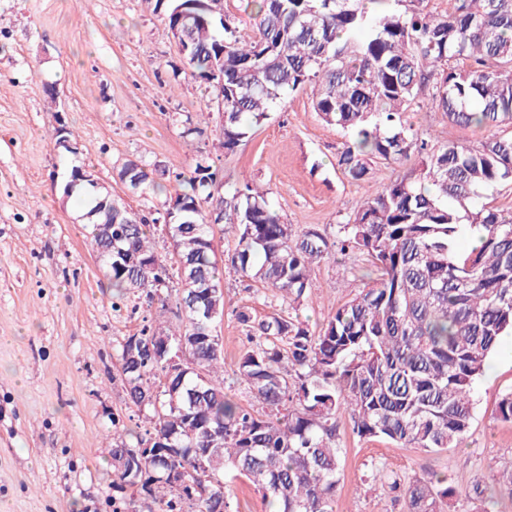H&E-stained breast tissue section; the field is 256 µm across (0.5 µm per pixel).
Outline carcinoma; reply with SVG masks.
<instances>
[{"label": "carcinoma", "instance_id": "1", "mask_svg": "<svg viewBox=\"0 0 512 512\" xmlns=\"http://www.w3.org/2000/svg\"><path fill=\"white\" fill-rule=\"evenodd\" d=\"M407 2L398 10L392 2ZM187 45L185 68L224 80L221 148L232 154L287 95L317 85L314 110L348 132L337 166L353 181L376 160L395 167L416 156L417 176L399 175L361 202L330 242L286 223L269 192L246 183L215 198L217 166L206 159L159 183L155 170L125 163L121 179L142 194L166 192L171 223L132 212L90 180L72 156L63 186L85 202L96 259L115 296L183 288L179 324L145 325L119 344L130 402L149 410V429L112 449L120 487L160 512H230L224 471L233 468L273 512H335L342 463L338 422L363 440L403 448H455L473 416L472 391L501 336L512 333V210L483 202L512 179V136L479 148L431 144L405 119L428 85L459 126H512V0H451L433 14L425 0H249L255 36L241 40L217 21L212 0H143ZM224 54V64L218 63ZM238 230L232 269L276 290L288 310L236 311L252 347L235 376L258 406L224 393V352L214 334L224 312V271L213 250L217 223ZM478 245L457 252L464 230ZM168 233L167 259L152 237ZM361 252L379 272L315 334L292 310L311 288L313 264ZM184 361L169 364L177 353ZM431 475L404 489L407 512H440L454 497Z\"/></svg>", "mask_w": 512, "mask_h": 512}]
</instances>
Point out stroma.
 <instances>
[{"label":"stroma","mask_w":512,"mask_h":512,"mask_svg":"<svg viewBox=\"0 0 512 512\" xmlns=\"http://www.w3.org/2000/svg\"><path fill=\"white\" fill-rule=\"evenodd\" d=\"M178 47L158 14L141 0H0V512H141V500L115 486L114 429H148L116 372L119 341L144 319L177 317L180 289L154 299L116 301L80 219L79 197L64 196L66 167L53 133L79 135L80 161L115 199L139 213L159 212L164 195H141L118 173L129 161L185 171L203 158L220 167L224 194L244 182L271 192L283 220L335 240L358 200L394 177L376 162L353 182L336 166L346 134L326 125L305 87L254 126L232 154L220 146L222 122L203 81L180 65ZM407 118L423 138L480 147L486 130L460 127L424 89ZM194 134H187V127ZM365 255H332L315 265L299 315L312 330L368 288ZM283 309L279 294L233 270L224 272V390L244 406L253 398L235 364L247 347L237 310ZM512 390V335L501 339L476 382L471 426L461 445L410 450L362 440L341 420L343 448L335 512H406L391 479L446 475L460 494L443 512H512L500 496L512 472V422L498 418ZM383 469L386 478L372 481ZM497 493L472 496L473 485Z\"/></svg>","instance_id":"obj_1"}]
</instances>
